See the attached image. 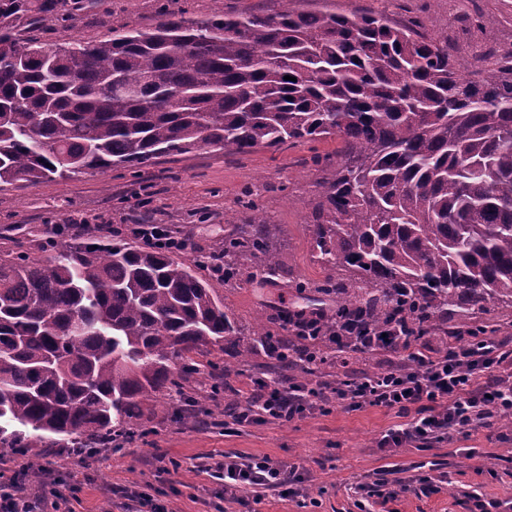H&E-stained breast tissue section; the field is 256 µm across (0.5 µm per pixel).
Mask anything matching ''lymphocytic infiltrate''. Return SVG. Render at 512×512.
<instances>
[{"mask_svg":"<svg viewBox=\"0 0 512 512\" xmlns=\"http://www.w3.org/2000/svg\"><path fill=\"white\" fill-rule=\"evenodd\" d=\"M511 356L496 341L476 348L451 344L433 354L420 353L415 363H389L377 375L354 369L349 355L322 357L308 367L310 374L320 376L318 387L306 391L298 385L263 381L244 406L230 413V423L242 428L268 420L290 423L332 404L352 410L367 405L392 410L401 419L399 428L389 430L378 442L384 455L408 447L427 449L452 442L466 429L491 426L494 418L512 409V371L504 369ZM329 369L349 374V381L324 380ZM207 469L223 481L228 499H240L248 492L257 503L269 490L284 496L304 494L303 467L267 456L225 454L209 462ZM414 489L436 493L440 485L432 473L421 471L406 479L371 484L367 494L387 500ZM367 500L358 501L360 512H370ZM71 502V496L57 489L39 495L23 484H0V512H73Z\"/></svg>","mask_w":512,"mask_h":512,"instance_id":"lymphocytic-infiltrate-1","label":"lymphocytic infiltrate"}]
</instances>
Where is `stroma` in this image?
Returning a JSON list of instances; mask_svg holds the SVG:
<instances>
[{"instance_id":"1","label":"stroma","mask_w":512,"mask_h":512,"mask_svg":"<svg viewBox=\"0 0 512 512\" xmlns=\"http://www.w3.org/2000/svg\"><path fill=\"white\" fill-rule=\"evenodd\" d=\"M292 6L298 11L327 7L345 14L379 13L399 23L418 20L437 39L460 36L457 15L476 11L485 26L472 32L471 41L512 39V0H293ZM279 7L280 0H96L75 24H50L39 37L56 44H91L114 27L153 26L164 9L185 8L206 18L216 12L272 14ZM339 145L338 139L330 138L276 152L238 154L211 148L160 158L138 173L128 168L87 172L34 187L19 181L0 187V248L28 251L43 259L52 252L49 241L58 224L70 225L75 235L85 223L162 224L185 239L186 255L209 253L224 247L226 215L239 212L242 202L253 201L271 224L282 276L270 285L242 268L221 286L224 309L248 340L257 314L276 302L281 288L298 280L313 284L326 275L311 252L312 226L305 206L323 177L315 156L333 154ZM209 358L218 362L224 386L223 394L212 401L210 421L187 425L175 417L179 402H147V409L155 413L152 433L121 452L78 457L59 467L54 449H32L31 457L41 461L42 480L60 490L76 488L74 512H127L130 488L150 494L167 512H247L241 503L221 497V480L203 466L212 454H252L303 466L312 500L303 508L298 499L268 491L259 512H359L352 486L379 477L405 478L415 464L431 461L448 474L450 487L430 497H399L376 505V512H454L455 496L475 487L488 496L512 500V441H503L495 426L458 436L450 445L405 448L389 458L383 457L377 442L400 419L377 407L348 410L335 405L291 423L268 422L225 433L228 395L245 399L270 361L258 353L243 363L217 349ZM468 448L473 457L465 456ZM159 452L177 462V470L157 473L154 456Z\"/></svg>"}]
</instances>
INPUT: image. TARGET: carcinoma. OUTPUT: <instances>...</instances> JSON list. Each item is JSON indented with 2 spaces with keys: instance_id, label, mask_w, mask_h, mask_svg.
I'll return each mask as SVG.
<instances>
[{
  "instance_id": "carcinoma-1",
  "label": "carcinoma",
  "mask_w": 512,
  "mask_h": 512,
  "mask_svg": "<svg viewBox=\"0 0 512 512\" xmlns=\"http://www.w3.org/2000/svg\"><path fill=\"white\" fill-rule=\"evenodd\" d=\"M166 12L95 44L31 36L87 0H0V184L151 166L218 147L283 150L340 139L310 203L327 311L289 308L301 340L366 348L390 325L403 348L448 315L512 308V50L466 70L419 21L374 14ZM290 75L294 80L284 79ZM224 235V276L281 263L250 202ZM56 254H0V447L107 448L142 427L144 400L213 374L214 346L248 357L224 297L164 248L58 230ZM256 318L288 366V345ZM484 325L462 326L468 343Z\"/></svg>"
}]
</instances>
